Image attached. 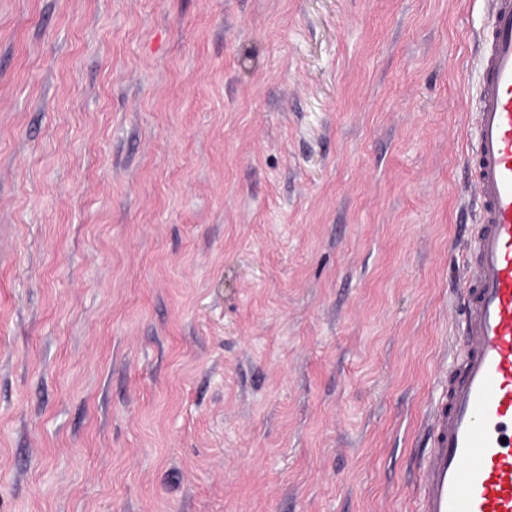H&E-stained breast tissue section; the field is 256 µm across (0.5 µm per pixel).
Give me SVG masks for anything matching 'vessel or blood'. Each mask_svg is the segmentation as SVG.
Returning a JSON list of instances; mask_svg holds the SVG:
<instances>
[{
    "label": "vessel or blood",
    "instance_id": "1",
    "mask_svg": "<svg viewBox=\"0 0 512 512\" xmlns=\"http://www.w3.org/2000/svg\"><path fill=\"white\" fill-rule=\"evenodd\" d=\"M480 66L458 356L428 424L416 512H512V0H488Z\"/></svg>",
    "mask_w": 512,
    "mask_h": 512
}]
</instances>
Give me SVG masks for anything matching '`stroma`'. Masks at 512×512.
<instances>
[{"mask_svg": "<svg viewBox=\"0 0 512 512\" xmlns=\"http://www.w3.org/2000/svg\"><path fill=\"white\" fill-rule=\"evenodd\" d=\"M486 0H0V512H415Z\"/></svg>", "mask_w": 512, "mask_h": 512, "instance_id": "obj_1", "label": "stroma"}]
</instances>
